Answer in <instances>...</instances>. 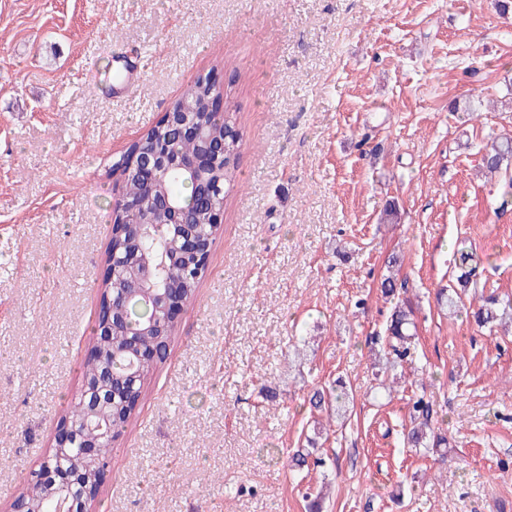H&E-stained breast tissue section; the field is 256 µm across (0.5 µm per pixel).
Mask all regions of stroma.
<instances>
[{
    "label": "stroma",
    "instance_id": "35a3bbf8",
    "mask_svg": "<svg viewBox=\"0 0 512 512\" xmlns=\"http://www.w3.org/2000/svg\"><path fill=\"white\" fill-rule=\"evenodd\" d=\"M141 74L114 95L113 49ZM214 74L245 144L165 358L112 442L94 512H512V331L438 307L457 247L512 295V208L481 169L512 135L496 0H0V512L79 397L104 290L113 164ZM394 224L380 223L387 201ZM406 282L416 349L374 399L369 349ZM448 461L404 446L411 382ZM343 378L324 465L289 468ZM336 388L332 387L331 391L329 390L328 393L324 390H315L313 392V394L310 396L309 398V404L310 406L313 408V409H316V410H323V408L325 409V405L327 403L328 405V408H329V403L331 402V398H332V395L334 392H336V395L334 397L335 399V402H336V414L339 415L340 411H345L344 413H346V409L344 410V408L346 407V397L348 398V393L346 392V386L345 384L343 383L342 379L340 378H337L336 379ZM340 389V391L338 392V390ZM330 406H332V404L330 403Z\"/></svg>",
    "mask_w": 512,
    "mask_h": 512
}]
</instances>
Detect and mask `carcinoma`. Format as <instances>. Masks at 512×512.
Masks as SVG:
<instances>
[{
  "label": "carcinoma",
  "instance_id": "cac0c4a2",
  "mask_svg": "<svg viewBox=\"0 0 512 512\" xmlns=\"http://www.w3.org/2000/svg\"><path fill=\"white\" fill-rule=\"evenodd\" d=\"M216 94L215 84L210 78L196 79L188 85L180 97L173 103L171 118L162 120L156 126L142 134L128 148L131 155L141 156L152 152L164 143L169 154L178 162L189 163L207 155V143L185 136L182 127H202L207 130L212 141L224 140V155L217 158L206 172V182L212 191L204 194L195 190L193 182L178 167L169 169L164 179L156 186L147 185L130 172L121 199L114 204L115 222L112 225V239L109 252L115 265V278L112 281V302L123 308L129 320L150 328V335L141 336L139 345L144 349L167 348L172 325L166 323L152 305L146 303L138 294L139 261L147 258L154 267V285L158 292L166 295L169 302L190 300L195 294L198 282L204 270H186L180 265L163 263V259L177 257L182 251V236L174 227L165 226L153 229L149 224L154 221L155 211L162 198L178 201L188 208L187 220L195 231L204 238L213 237L217 225L213 223L214 214L224 207V197L234 188L239 158L243 147V134L236 125V118L225 116L210 108ZM482 169L493 177L508 174L505 180L507 191L502 204L512 203V137H495L485 146L482 155ZM480 259L477 254L463 248L457 250L455 267L457 288L448 293H439L442 304L448 310H454L462 302V294L477 285ZM385 298L395 300L390 320L386 324L383 336L384 345L375 353L378 357L374 364L375 377L379 387L391 391L390 381L396 379L397 369L402 366L415 349V322L413 309L407 300L396 295L405 290V284H397L390 277L380 283ZM466 317L478 327L495 328L499 322L512 314V299L501 300L496 296L482 297L465 309ZM115 404L112 407L115 431H121L131 419L134 409L124 404L125 389L121 383L113 387ZM348 393L342 379H336V387L331 391L315 390L309 398V404L316 410L336 402V411L344 410ZM410 426H402L403 443L411 448H421L426 453L446 443L447 437L434 432L432 427L433 405L425 394H415L407 403Z\"/></svg>",
  "mask_w": 512,
  "mask_h": 512
}]
</instances>
